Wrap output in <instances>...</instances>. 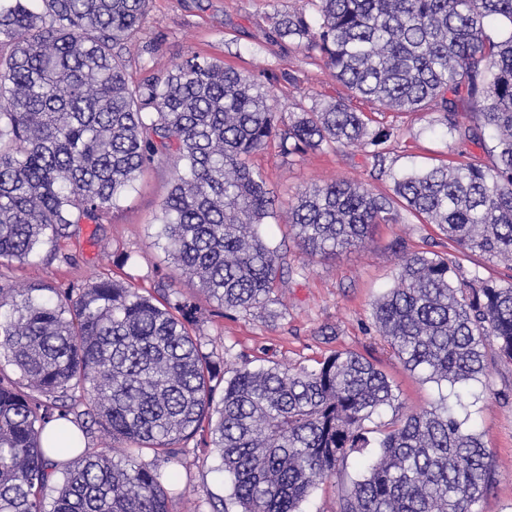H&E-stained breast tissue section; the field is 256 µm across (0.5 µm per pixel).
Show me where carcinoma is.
<instances>
[{"label": "carcinoma", "instance_id": "obj_1", "mask_svg": "<svg viewBox=\"0 0 512 512\" xmlns=\"http://www.w3.org/2000/svg\"><path fill=\"white\" fill-rule=\"evenodd\" d=\"M151 2L0 0V265L43 248L56 258L59 240L103 223L146 170L169 165L156 240L218 307L264 308L288 263L261 233L275 197L252 154L271 142L284 158L355 145L382 169L396 130L348 99L285 117L271 85L197 55L130 81L121 50ZM271 21L351 97L429 108L456 141L492 143L491 164L460 152L393 177L390 194L345 180L302 191L287 221L302 250L361 245L399 204L453 246L512 262V0H303ZM462 102L474 119L462 120ZM196 314L172 287L0 281V354L17 374L0 371V512H170L163 465L205 430L239 512H301L365 455L372 424L379 451L336 512H479L495 470L460 412L489 351L512 360V279L463 278L437 252L402 253L374 304L376 330L407 371L450 387L415 411L347 350L313 369L244 364L227 378L194 334ZM53 419L82 433L99 425L124 455L64 444L54 451L71 458L57 470L45 447Z\"/></svg>", "mask_w": 512, "mask_h": 512}]
</instances>
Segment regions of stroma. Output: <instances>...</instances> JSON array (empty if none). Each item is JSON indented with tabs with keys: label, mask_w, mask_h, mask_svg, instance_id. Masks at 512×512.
I'll return each mask as SVG.
<instances>
[{
	"label": "stroma",
	"mask_w": 512,
	"mask_h": 512,
	"mask_svg": "<svg viewBox=\"0 0 512 512\" xmlns=\"http://www.w3.org/2000/svg\"><path fill=\"white\" fill-rule=\"evenodd\" d=\"M298 5L299 0H152L148 19L126 45L127 73L137 81L198 55L223 60L261 81L275 76L271 104L286 116L347 98V89L321 62L274 41V10ZM352 105L395 128L385 171L375 170L354 146L287 159L268 146L253 155L252 162L265 174L280 215H287L306 188L344 179L376 193L387 192L395 175L455 159L459 151L435 112H396L359 99ZM170 187L169 169L149 171L103 223L82 225L77 236L61 241L66 260L50 261L41 253L27 263L0 266V280L22 288L40 277L65 287L105 274L148 291L170 284L196 303L197 337L225 370L245 362L253 367H311L335 351L349 350L375 362L397 386L406 406L419 409L436 403L440 390L404 369L372 318L374 301L395 281L401 250L447 255L449 263L467 275L499 282L512 276L507 262L461 252L433 226L403 210L396 223L376 225L363 246L326 257H307L289 237L287 224H269L265 232L281 245L290 267L277 302L247 313L224 312L180 275L153 236L152 226ZM127 252L134 254V261L121 263ZM466 404L468 424L489 449L496 472L480 512H512V361L492 360L485 382L471 387ZM172 469V512H210L219 501L229 503V512H238L229 502L231 482L210 441H188Z\"/></svg>",
	"instance_id": "obj_1"
}]
</instances>
